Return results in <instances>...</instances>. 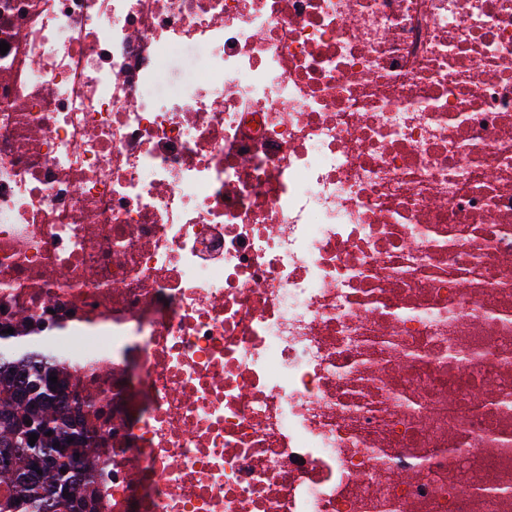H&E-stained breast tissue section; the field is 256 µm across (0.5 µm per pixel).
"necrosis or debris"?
Masks as SVG:
<instances>
[{
	"mask_svg": "<svg viewBox=\"0 0 512 512\" xmlns=\"http://www.w3.org/2000/svg\"><path fill=\"white\" fill-rule=\"evenodd\" d=\"M0 41V325L100 410L96 512H512V0H0Z\"/></svg>",
	"mask_w": 512,
	"mask_h": 512,
	"instance_id": "4bbe7bcc",
	"label": "necrosis or debris"
}]
</instances>
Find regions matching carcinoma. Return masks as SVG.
Returning a JSON list of instances; mask_svg holds the SVG:
<instances>
[{
  "label": "carcinoma",
  "mask_w": 512,
  "mask_h": 512,
  "mask_svg": "<svg viewBox=\"0 0 512 512\" xmlns=\"http://www.w3.org/2000/svg\"><path fill=\"white\" fill-rule=\"evenodd\" d=\"M1 337L15 351L0 360V448L18 451L0 466V512H44L48 502L56 512H95L86 493L94 478L85 471L92 437L75 420L79 402L64 394L62 380H49L58 375L55 353L37 338L0 332Z\"/></svg>",
  "instance_id": "obj_1"
}]
</instances>
